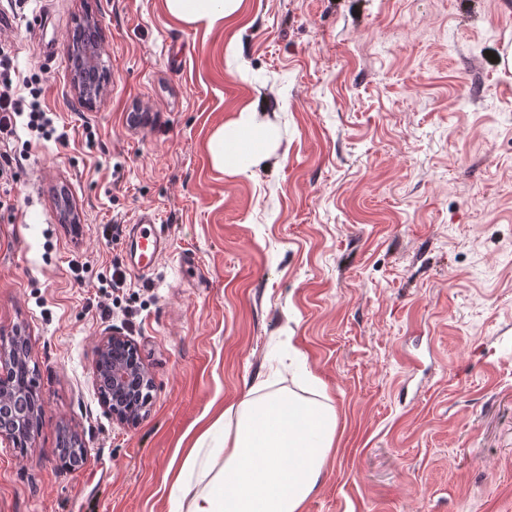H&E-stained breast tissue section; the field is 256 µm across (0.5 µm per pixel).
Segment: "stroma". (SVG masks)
<instances>
[{
    "instance_id": "1",
    "label": "stroma",
    "mask_w": 512,
    "mask_h": 512,
    "mask_svg": "<svg viewBox=\"0 0 512 512\" xmlns=\"http://www.w3.org/2000/svg\"><path fill=\"white\" fill-rule=\"evenodd\" d=\"M0 9L17 95L38 79L67 135L18 124L0 183V336L42 398L26 448L0 441V512H170L169 471L259 381L336 410L304 512H512V0H243L210 32L165 0ZM87 15L111 64L92 106L68 68ZM258 98L273 156L216 169ZM145 212L170 240L139 273L103 231ZM115 330L154 379L133 425L94 383ZM291 354L315 383L272 368Z\"/></svg>"
}]
</instances>
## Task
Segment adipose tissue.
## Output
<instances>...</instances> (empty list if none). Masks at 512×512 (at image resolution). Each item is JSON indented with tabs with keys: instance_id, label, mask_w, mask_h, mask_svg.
<instances>
[{
	"instance_id": "adipose-tissue-1",
	"label": "adipose tissue",
	"mask_w": 512,
	"mask_h": 512,
	"mask_svg": "<svg viewBox=\"0 0 512 512\" xmlns=\"http://www.w3.org/2000/svg\"><path fill=\"white\" fill-rule=\"evenodd\" d=\"M188 24L214 28L234 17L242 0H165ZM274 124L254 112L217 129L210 153L217 168L244 174L272 151ZM327 404L291 393L247 395L205 431L212 446L204 464L188 455L187 471L170 487L171 512H303L318 489L336 441Z\"/></svg>"
}]
</instances>
